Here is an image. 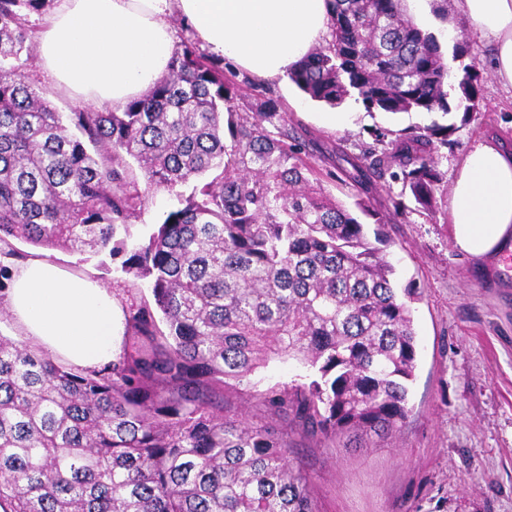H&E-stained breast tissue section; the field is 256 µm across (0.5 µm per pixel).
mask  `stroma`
<instances>
[{
  "label": "stroma",
  "instance_id": "stroma-1",
  "mask_svg": "<svg viewBox=\"0 0 512 512\" xmlns=\"http://www.w3.org/2000/svg\"><path fill=\"white\" fill-rule=\"evenodd\" d=\"M407 16L424 14L421 24L445 56H453L464 18L454 0H406ZM463 63H477L483 77L478 111L463 114L367 111L347 100L335 127L315 123L321 104L291 82H261L231 62L225 74L243 89L239 106L255 112L276 100L289 127L313 134L319 146L343 144L359 153L376 129L398 131L434 124L449 128L436 160L444 174L435 211L411 210L388 225L391 251L401 282L421 292L413 305L418 360L409 394V415L395 438L373 448H327L298 440L294 458L309 473L322 512H512V251L482 263L456 250L448 217V189L459 163L478 140L495 137L512 148V87L493 77L485 39L467 37ZM190 185L146 190L145 206L132 228L148 233L178 207ZM13 257L39 255L69 271L87 274L105 287L130 291L108 252L47 249L12 240Z\"/></svg>",
  "mask_w": 512,
  "mask_h": 512
}]
</instances>
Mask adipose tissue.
<instances>
[{"label": "adipose tissue", "mask_w": 512, "mask_h": 512, "mask_svg": "<svg viewBox=\"0 0 512 512\" xmlns=\"http://www.w3.org/2000/svg\"><path fill=\"white\" fill-rule=\"evenodd\" d=\"M492 46L495 78L512 87V0H457ZM180 19L212 52L262 81L285 80L329 31L328 0H58L39 36L43 71L78 100L120 110L167 71ZM455 248L483 261L512 250V152L478 142L448 193ZM33 346L72 368L99 370L121 351L123 303L96 279L35 256L0 290Z\"/></svg>", "instance_id": "adipose-tissue-1"}]
</instances>
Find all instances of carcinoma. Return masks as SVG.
Masks as SVG:
<instances>
[{"instance_id":"1","label":"carcinoma","mask_w":512,"mask_h":512,"mask_svg":"<svg viewBox=\"0 0 512 512\" xmlns=\"http://www.w3.org/2000/svg\"><path fill=\"white\" fill-rule=\"evenodd\" d=\"M403 0H333L324 43L289 79L313 101L348 98L400 114L479 110L476 64L458 69ZM0 0V243L109 251L153 302L125 304L112 366L66 368L0 336V505L10 512H320L293 434L319 444L392 438L409 413L418 359L412 303L385 219L437 208L434 154L448 126L407 128L343 175L401 194L348 207L323 185L305 140L269 99L239 108V84L185 40L167 73L122 110L56 111L25 79V12ZM454 80L451 105L444 90ZM148 185L196 181L181 206L129 245ZM374 220L371 228L362 218ZM273 360L304 375L255 389ZM244 391L262 418L224 407ZM286 417L292 430L278 427Z\"/></svg>"}]
</instances>
